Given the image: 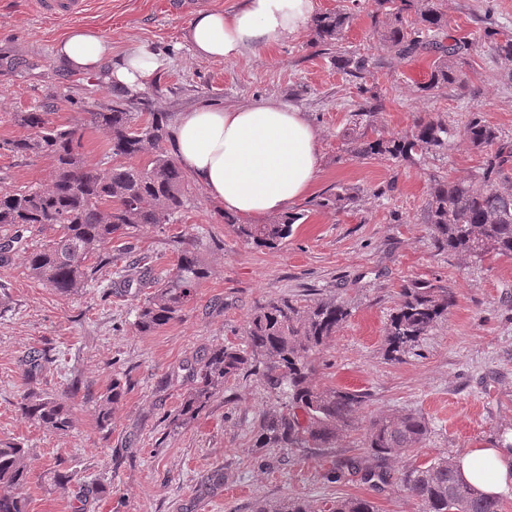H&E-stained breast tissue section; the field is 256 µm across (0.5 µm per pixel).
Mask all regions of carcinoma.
<instances>
[{
	"label": "carcinoma",
	"mask_w": 512,
	"mask_h": 512,
	"mask_svg": "<svg viewBox=\"0 0 512 512\" xmlns=\"http://www.w3.org/2000/svg\"><path fill=\"white\" fill-rule=\"evenodd\" d=\"M387 26L381 32L382 46L392 59L418 55L433 57L430 79L422 87L435 95L449 87L464 89L469 78L461 64L471 42L447 33L448 15L440 0H375ZM359 8L348 0L334 11L312 19L315 44L332 45L342 38ZM483 42L498 59L512 63V36L501 30L495 4L488 0L483 15ZM336 69L356 79H365L373 68L372 57L358 52H338ZM363 102L354 125L370 118L381 107L377 92L359 87ZM53 107L43 105L14 113V121L28 128L24 138H1L0 154L27 159L47 157L52 161L48 183L24 186L0 194V267L10 264L15 253L26 254L28 268L45 285L61 294H75L91 286L103 287L101 270L112 265L105 246L114 238H128L143 224H172L187 207V176L164 147L169 138L170 113L158 112L146 94L130 95L112 90V106H83V125L104 132L109 148L107 167L88 163L80 151L81 128L55 124ZM459 134L477 150L489 147L477 176L469 180L441 177L433 180L423 209L430 244L440 252L481 257L487 253L512 257V140L478 113H471ZM454 131L430 117L420 118L404 135L370 138L353 132L355 154L363 158L411 160L448 150ZM359 202V193L340 186L325 194L318 206L343 212ZM224 224L243 242L276 248L292 235L293 225L304 214L286 212L266 224H241L232 214H223ZM56 232L47 244L36 246L29 234ZM199 239L178 243V259L169 273L157 277L145 264L122 270L119 287L135 289V326L153 333L181 317L194 301L197 290L210 277L202 259ZM151 292L143 295L141 289ZM453 289L426 279H411L400 288V302L385 327L387 360L403 363L415 353L421 339L447 320L455 305ZM345 301L336 297L298 298L287 295L259 304L244 328L239 342H228L195 356L187 364L192 387L183 396L176 426L189 424L228 384L257 378L276 405L262 414L251 430V447L261 451L260 464L269 465L267 451L317 448L331 451L356 429L364 393L314 381L316 355L350 317ZM54 360L47 348L35 349L24 361L23 375L31 386L20 403L22 415L52 432L72 427L70 401L93 400L97 423L112 425V412L126 394V384L112 379V386L98 395L81 394L76 381L63 395L37 391L44 370ZM429 433L425 417L413 411L374 418L364 433V456H345L325 478L339 482L349 476L378 490L397 487L412 498L418 512H501L500 498L487 496L468 483L456 461L441 457L412 464L402 471L384 462L423 446ZM29 480L27 451L12 442L0 443V512H27L22 490ZM255 512H316L308 502L286 498L260 503ZM330 512H376L374 503L361 497H340Z\"/></svg>",
	"instance_id": "obj_1"
}]
</instances>
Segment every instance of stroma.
Here are the masks:
<instances>
[{
  "label": "stroma",
  "mask_w": 512,
  "mask_h": 512,
  "mask_svg": "<svg viewBox=\"0 0 512 512\" xmlns=\"http://www.w3.org/2000/svg\"><path fill=\"white\" fill-rule=\"evenodd\" d=\"M240 2L87 0L83 14L71 21L41 17L34 0H0V138L24 135L13 114L47 101L55 105L51 119L57 124L83 119L84 100L111 104L112 87L103 75L71 72L53 54L57 37L77 23L111 37L113 56L135 42L158 52L164 65L148 86L157 111L271 98L306 112L321 155L315 186L293 206L303 218L278 248L236 238L221 219V206L192 179L177 222L147 225L132 241L112 242L121 264L144 259L162 276L177 260L175 238L203 240L211 276L185 315L158 332L137 331L135 303L123 289L59 294L31 275L20 253L0 268V442L19 443L28 452V512H254L260 502L285 497L319 508L351 495L371 499L378 512H417L398 489L377 492L358 482L325 480L337 458L361 454L370 419L411 410L428 420L425 446L394 460L396 470L457 459L469 448L512 437V258L436 252L421 219L432 177L472 178L483 153L457 138L434 157L364 159L353 153L347 136L362 83L377 87L383 99L366 128L369 136L404 134L421 116L458 129L475 111L512 138V79L479 40L483 0H443L451 34L474 41L475 50L465 67L469 89L432 97L421 90L432 57L385 64L373 0H360L351 27L328 48L315 44L307 29L233 62L196 58L186 41L191 18ZM344 51L371 55L381 64L357 82L332 63L333 54ZM51 169L45 157L0 155V191L44 184ZM339 184L359 190L357 208L337 214L316 207ZM415 278L454 289L457 300L416 355L394 364L383 357L384 328L401 285ZM282 294L347 302L351 315L320 354L315 381L366 393L367 402L359 429L339 449L277 457L268 469L256 463L249 446L250 429L274 405L257 379L218 395L186 426H175L173 418L192 386L187 362L205 349L239 341L255 306ZM42 347L54 348L57 361L46 369L41 390L62 392L74 376L98 393L113 378L128 380L111 427L100 428L93 403L81 399L72 405V428L63 433L22 416L21 360ZM217 470L224 484L213 489L207 478ZM61 475L68 476L67 485H59ZM91 482L101 490L87 500L83 489Z\"/></svg>",
  "instance_id": "35a3bbf8"
}]
</instances>
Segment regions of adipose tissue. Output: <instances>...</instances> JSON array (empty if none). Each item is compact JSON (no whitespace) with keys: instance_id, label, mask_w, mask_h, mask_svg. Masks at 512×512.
<instances>
[{"instance_id":"adipose-tissue-1","label":"adipose tissue","mask_w":512,"mask_h":512,"mask_svg":"<svg viewBox=\"0 0 512 512\" xmlns=\"http://www.w3.org/2000/svg\"><path fill=\"white\" fill-rule=\"evenodd\" d=\"M315 0H242L230 11L201 12L187 28L194 56L232 62L296 37L310 23ZM69 70L108 68V79L129 92L142 91L162 65L148 45L112 58V42L96 29L75 26L55 44ZM172 137L180 167L225 212L259 221L287 212L319 174L318 133L305 112L274 99L244 105L201 106L181 113ZM462 476L480 490L512 492V448H473L458 459Z\"/></svg>"}]
</instances>
